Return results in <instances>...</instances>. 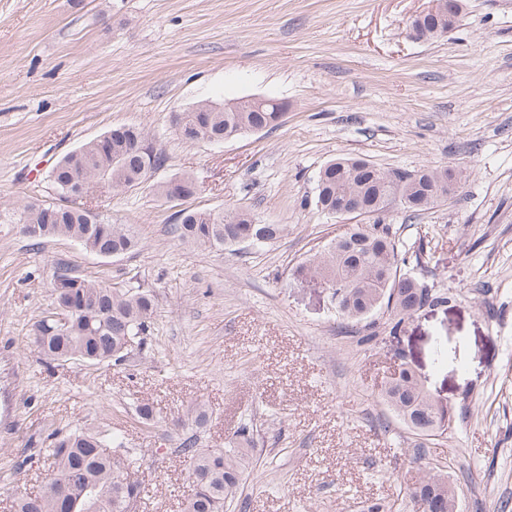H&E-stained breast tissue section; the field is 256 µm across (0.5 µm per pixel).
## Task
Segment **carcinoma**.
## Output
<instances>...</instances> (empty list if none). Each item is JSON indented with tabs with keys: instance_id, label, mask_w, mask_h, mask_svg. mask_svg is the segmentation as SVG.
<instances>
[{
	"instance_id": "obj_1",
	"label": "carcinoma",
	"mask_w": 512,
	"mask_h": 512,
	"mask_svg": "<svg viewBox=\"0 0 512 512\" xmlns=\"http://www.w3.org/2000/svg\"><path fill=\"white\" fill-rule=\"evenodd\" d=\"M284 113L266 107L263 112H176L172 123L182 139L194 143H220L248 129L265 130L279 124ZM163 153L149 151L139 128L116 127L103 139L79 146L62 157L49 173L61 197H73L76 180L86 189L100 181L112 188H129L149 179L150 167L160 168ZM389 171L364 160L344 167L331 166L319 172L314 204L326 214L339 205H355L372 224H351L333 238L314 258L296 269V274L322 282L331 293L337 313L346 320L361 321L384 308L389 334H397L403 320L413 313L419 299L436 302L445 296L432 292L416 278L399 273L406 252L396 232L384 223L392 197L408 212L429 209L458 188L438 184L441 171L399 170V182L388 180ZM18 223L26 236L40 241L59 237L77 243L92 254L117 256L140 249L141 240L131 224H114L98 211L80 206L63 207L46 201H28L18 211ZM283 224H263L256 217L236 210L186 211L174 225L176 237L187 243L220 250L261 249L284 236ZM55 280L69 285L53 288L54 307L64 308L69 325L59 330L46 316L33 328V345L49 361H80L93 366L119 363L130 344L143 343L156 308L150 289L134 285L105 286L76 276L67 267L56 271ZM381 398L417 435L441 436L451 425L450 416H438L444 408L417 381L411 368L399 365V373L385 381ZM254 448L253 425L244 420L222 448H200L190 435L181 452L191 460V493L183 512H227L236 499L243 473L242 459ZM48 479L37 493L21 492L13 499V512H136L145 488L129 479L139 459L126 449L125 441L90 429L75 428L55 436L43 449ZM405 497L416 512H427L424 504L440 497H456L444 467L426 463L416 485Z\"/></svg>"
}]
</instances>
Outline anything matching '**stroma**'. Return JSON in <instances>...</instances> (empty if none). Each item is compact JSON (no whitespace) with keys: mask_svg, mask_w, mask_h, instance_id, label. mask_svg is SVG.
<instances>
[{"mask_svg":"<svg viewBox=\"0 0 512 512\" xmlns=\"http://www.w3.org/2000/svg\"><path fill=\"white\" fill-rule=\"evenodd\" d=\"M429 0H0V215L56 200L66 153L132 125L166 157L150 184L102 185L91 202L136 225L134 253L32 244L0 223V512L40 489L53 431L126 437L149 495L138 512H182L197 435L220 448L241 419L260 435L233 512H364L415 483L416 457L445 466L459 512H512V0H463L446 36L417 41ZM245 96L288 102L277 128L188 144L171 116ZM338 157L383 168L448 167L461 192L385 215L403 266L444 303L389 334L386 314L339 318L328 289L296 276L347 227L310 200ZM192 176L169 202L151 183ZM238 209L287 235L232 252L182 243L181 209ZM66 264L106 285L152 289L142 345L116 366L45 364L31 343ZM448 354L440 364L438 351ZM405 355L447 403V434L415 436L379 391ZM153 406L152 422L139 405ZM205 405L202 428L186 423Z\"/></svg>","mask_w":512,"mask_h":512,"instance_id":"stroma-1","label":"stroma"}]
</instances>
